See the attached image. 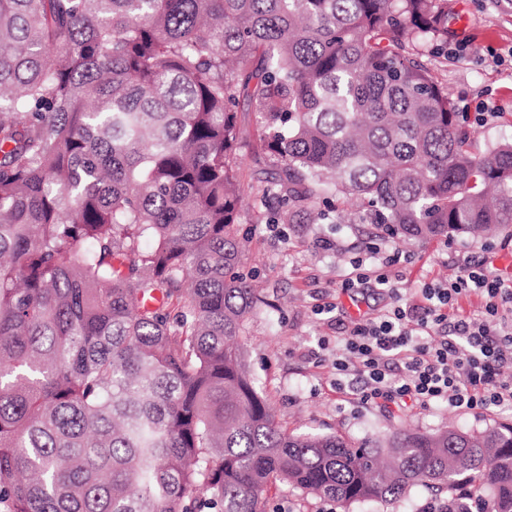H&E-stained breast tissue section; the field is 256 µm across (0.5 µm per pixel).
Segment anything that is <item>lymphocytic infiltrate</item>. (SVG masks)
Segmentation results:
<instances>
[{"instance_id":"f902f5d3","label":"lymphocytic infiltrate","mask_w":512,"mask_h":512,"mask_svg":"<svg viewBox=\"0 0 512 512\" xmlns=\"http://www.w3.org/2000/svg\"><path fill=\"white\" fill-rule=\"evenodd\" d=\"M353 289L375 281L390 294L385 313L356 323L336 339L337 389L358 376L364 402L405 409L439 402L463 410L512 406V283L474 264L447 283H426L403 299L384 270L356 261ZM481 297L467 315L458 299Z\"/></svg>"}]
</instances>
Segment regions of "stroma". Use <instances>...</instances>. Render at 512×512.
Masks as SVG:
<instances>
[{
	"instance_id": "stroma-1",
	"label": "stroma",
	"mask_w": 512,
	"mask_h": 512,
	"mask_svg": "<svg viewBox=\"0 0 512 512\" xmlns=\"http://www.w3.org/2000/svg\"><path fill=\"white\" fill-rule=\"evenodd\" d=\"M448 40L464 38L472 53L465 58L431 61L435 75L461 112L471 118L475 147L484 152L512 138V0H448ZM488 102L495 115L475 123V108ZM245 257L242 271L267 306L246 325L247 359L277 422L294 432L338 433L355 441L373 440L407 427L434 433L457 426L481 433L512 424V407L491 411L459 410L441 402L401 413L363 405L351 391L335 386L338 322L354 325V307L377 314L388 301L371 289L343 291L352 258L377 251L400 253L392 273L399 287L414 289L460 275L468 261H485L489 272L512 277L506 264L512 242L506 233L474 238L440 237L431 241L389 238L369 220L343 210L332 224H265L246 211L237 226ZM334 248H319L320 240ZM431 493L412 488L395 502L328 507L326 500L279 484L269 492L270 512H420Z\"/></svg>"
}]
</instances>
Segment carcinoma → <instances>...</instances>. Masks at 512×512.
Listing matches in <instances>:
<instances>
[{"label": "carcinoma", "mask_w": 512, "mask_h": 512, "mask_svg": "<svg viewBox=\"0 0 512 512\" xmlns=\"http://www.w3.org/2000/svg\"><path fill=\"white\" fill-rule=\"evenodd\" d=\"M448 0H0V505L267 512L474 477L512 512V424L370 444L281 428L244 346L235 233L355 199L398 240L512 224V141L476 150L423 58ZM246 100L255 140L239 118Z\"/></svg>", "instance_id": "carcinoma-1"}]
</instances>
